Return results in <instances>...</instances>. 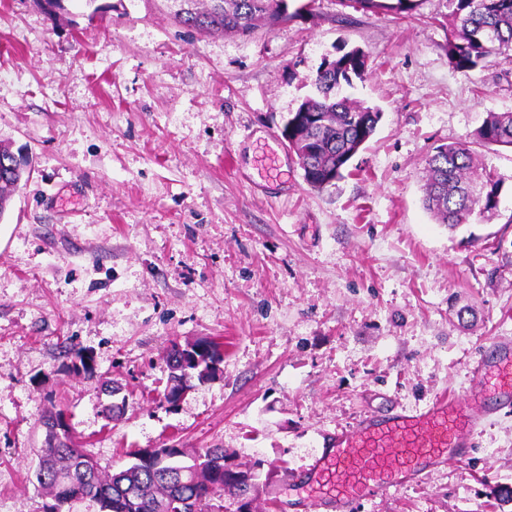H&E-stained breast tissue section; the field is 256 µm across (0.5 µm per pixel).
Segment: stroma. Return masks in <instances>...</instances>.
Listing matches in <instances>:
<instances>
[{
	"label": "stroma",
	"instance_id": "stroma-1",
	"mask_svg": "<svg viewBox=\"0 0 512 512\" xmlns=\"http://www.w3.org/2000/svg\"><path fill=\"white\" fill-rule=\"evenodd\" d=\"M95 4L0 0V143L34 157L0 217V512H47L54 404L100 463L221 448L256 476L252 512H289V475L329 435L464 395L477 353L512 337V149L477 150L503 178L498 217L451 231L422 205L436 147L512 112V64L456 70L448 0L406 21L317 0L247 37L186 32L169 0ZM354 47L371 69L340 93L383 118L352 174L314 190L281 130ZM203 338L224 344L215 378L168 406L160 353ZM80 351L96 379L63 371ZM476 442L357 512H512V412Z\"/></svg>",
	"mask_w": 512,
	"mask_h": 512
}]
</instances>
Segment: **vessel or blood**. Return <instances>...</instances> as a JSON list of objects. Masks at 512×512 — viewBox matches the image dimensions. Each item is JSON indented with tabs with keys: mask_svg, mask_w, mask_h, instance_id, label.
Returning a JSON list of instances; mask_svg holds the SVG:
<instances>
[{
	"mask_svg": "<svg viewBox=\"0 0 512 512\" xmlns=\"http://www.w3.org/2000/svg\"><path fill=\"white\" fill-rule=\"evenodd\" d=\"M512 409V342L494 340L470 368L464 396H439L425 407L365 415L291 481L306 512H355L358 504L422 484L435 469L471 457L489 403Z\"/></svg>",
	"mask_w": 512,
	"mask_h": 512,
	"instance_id": "1",
	"label": "vessel or blood"
}]
</instances>
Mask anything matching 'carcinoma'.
<instances>
[{
	"mask_svg": "<svg viewBox=\"0 0 512 512\" xmlns=\"http://www.w3.org/2000/svg\"><path fill=\"white\" fill-rule=\"evenodd\" d=\"M190 8L174 14L181 27L199 33L250 35L259 27L273 29L304 13L313 11L316 0H297L289 10L288 0H210L198 7L199 0H188ZM366 12L391 13L401 20L413 17L416 0H348ZM450 17L458 30L448 41V55L454 68L467 72L483 67L492 56L512 60V0H448ZM367 55L353 48L329 67H320L314 79L316 94L306 98L288 122V146L298 160L305 182L323 190L344 178L351 160L374 136L383 112L346 97H338L341 84L362 77ZM475 144L512 147V112H491L475 132ZM23 162L17 177L28 170ZM15 177V178H17ZM15 178L0 181V217L15 191ZM500 178L492 170L477 169L476 155L467 144L437 147L427 160L424 206L435 221L455 230L474 212L489 218L499 208ZM161 359L169 371L170 391L180 397L192 377L208 380L216 376L224 359V343L201 339L192 354L183 358L176 342L163 349ZM68 371L96 378L91 358L81 352L76 360L63 365ZM159 449L144 448L131 453L134 462L115 469L103 466L77 444L71 427L46 433L40 449L36 480L54 500L51 512H62L76 498L100 504L104 512H222L214 503L228 495L238 500L236 512H245L243 500L250 491L252 475L235 471L227 464L222 448H205L188 453L180 450L181 464L189 469L184 481L165 478L170 468L158 456Z\"/></svg>",
	"mask_w": 512,
	"mask_h": 512,
	"instance_id": "cac0c4a2",
	"label": "carcinoma"
}]
</instances>
